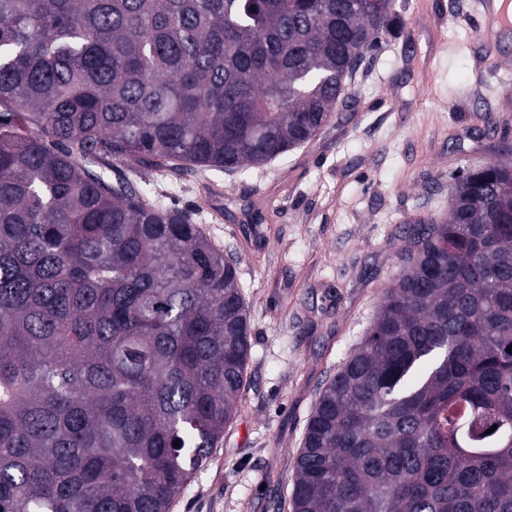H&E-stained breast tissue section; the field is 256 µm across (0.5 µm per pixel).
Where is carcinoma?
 <instances>
[{"mask_svg": "<svg viewBox=\"0 0 512 512\" xmlns=\"http://www.w3.org/2000/svg\"><path fill=\"white\" fill-rule=\"evenodd\" d=\"M359 2L0 0V512H170L222 443L251 355L237 260L109 172L311 142L393 28L395 0ZM404 223L281 512H512V158Z\"/></svg>", "mask_w": 512, "mask_h": 512, "instance_id": "obj_1", "label": "carcinoma"}]
</instances>
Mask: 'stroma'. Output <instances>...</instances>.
I'll list each match as a JSON object with an SVG mask.
<instances>
[{
	"label": "stroma",
	"instance_id": "obj_1",
	"mask_svg": "<svg viewBox=\"0 0 512 512\" xmlns=\"http://www.w3.org/2000/svg\"><path fill=\"white\" fill-rule=\"evenodd\" d=\"M476 0H397L345 104L314 140L235 173L136 180L237 253L252 349L237 419L172 512H276L327 376L361 342L408 246L404 217L445 218L453 177L512 147V53L488 71ZM496 130L482 135L478 117ZM229 211L204 209L209 193Z\"/></svg>",
	"mask_w": 512,
	"mask_h": 512
}]
</instances>
